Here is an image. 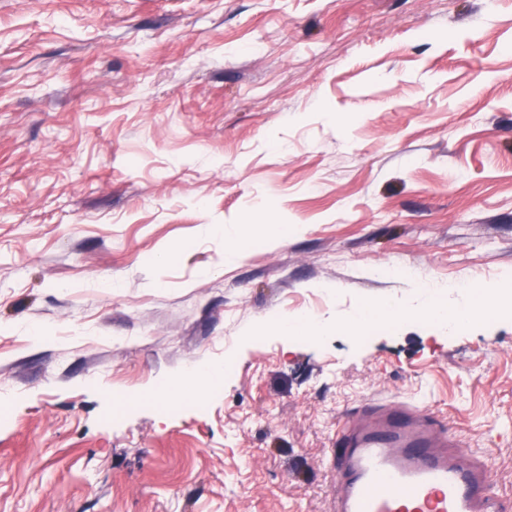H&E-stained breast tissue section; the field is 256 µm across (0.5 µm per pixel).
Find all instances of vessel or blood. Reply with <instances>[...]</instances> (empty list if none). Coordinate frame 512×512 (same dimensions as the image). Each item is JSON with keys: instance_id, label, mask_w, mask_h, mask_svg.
Here are the masks:
<instances>
[{"instance_id": "b4317fda", "label": "vessel or blood", "mask_w": 512, "mask_h": 512, "mask_svg": "<svg viewBox=\"0 0 512 512\" xmlns=\"http://www.w3.org/2000/svg\"><path fill=\"white\" fill-rule=\"evenodd\" d=\"M332 468V512H512L492 459L457 450L420 401L355 408Z\"/></svg>"}]
</instances>
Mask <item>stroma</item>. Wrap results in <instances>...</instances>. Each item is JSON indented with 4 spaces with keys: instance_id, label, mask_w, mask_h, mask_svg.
I'll return each mask as SVG.
<instances>
[{
    "instance_id": "1",
    "label": "stroma",
    "mask_w": 512,
    "mask_h": 512,
    "mask_svg": "<svg viewBox=\"0 0 512 512\" xmlns=\"http://www.w3.org/2000/svg\"><path fill=\"white\" fill-rule=\"evenodd\" d=\"M425 281L512 289V0H0V512H331L424 393L512 492V314L343 326ZM267 328H273L279 331H290L294 329L312 328L314 331L318 329L314 319L308 315H302L300 313L293 316H280L271 318L263 324Z\"/></svg>"
}]
</instances>
